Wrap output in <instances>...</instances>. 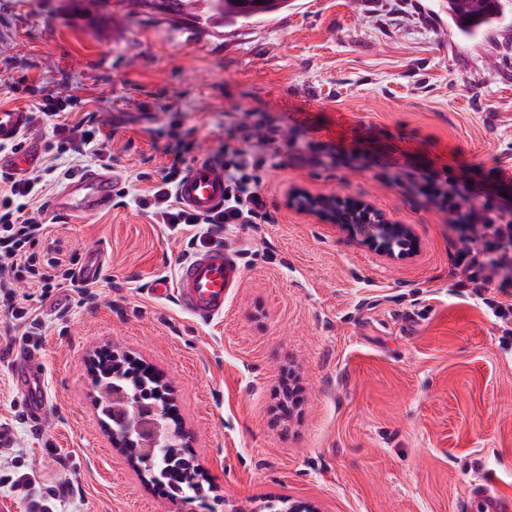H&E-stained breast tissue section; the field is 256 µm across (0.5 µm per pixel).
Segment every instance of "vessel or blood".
<instances>
[{
    "label": "vessel or blood",
    "instance_id": "b4317fda",
    "mask_svg": "<svg viewBox=\"0 0 512 512\" xmlns=\"http://www.w3.org/2000/svg\"><path fill=\"white\" fill-rule=\"evenodd\" d=\"M28 129V115L15 109H0V144L18 140ZM40 145L30 142L18 152L0 151V171L22 173L37 165ZM120 179L110 168L102 167L74 176L54 195L52 207L68 216L93 215L112 202V192ZM182 204L198 214H208L224 203V164L215 159L198 162L177 187ZM240 274L236 262L223 248L196 252L180 263L174 279L159 278L152 292L163 298L174 296L179 307L194 320L210 322L224 315L228 288L234 287ZM14 378L23 386L28 397V414L32 419H44L48 400L28 368L15 370ZM470 497L479 500L484 512H503L504 502L489 477L472 485Z\"/></svg>",
    "mask_w": 512,
    "mask_h": 512
}]
</instances>
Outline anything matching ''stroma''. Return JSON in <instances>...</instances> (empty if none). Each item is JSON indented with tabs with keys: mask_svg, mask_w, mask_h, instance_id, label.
I'll return each instance as SVG.
<instances>
[{
	"mask_svg": "<svg viewBox=\"0 0 512 512\" xmlns=\"http://www.w3.org/2000/svg\"><path fill=\"white\" fill-rule=\"evenodd\" d=\"M67 99L95 116L127 195L90 217L45 211L38 262L107 264L94 302L68 285H20L42 333L0 320V497L14 512H457L482 475L512 500V342L454 288L448 218L408 185L411 165L449 182L512 171V14L464 37L443 0H296L295 9L210 28L114 0L95 26L54 0H0V107ZM260 171L268 224H228L242 279L223 318L155 298L187 247L129 195L170 165L225 145ZM362 199L410 225L394 259L351 229L287 206L289 191ZM115 345L170 380L193 434L202 498L163 497L114 447L89 398L86 360ZM41 360L37 426L13 354Z\"/></svg>",
	"mask_w": 512,
	"mask_h": 512,
	"instance_id": "stroma-1",
	"label": "stroma"
}]
</instances>
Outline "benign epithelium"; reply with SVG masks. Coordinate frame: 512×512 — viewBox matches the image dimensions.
I'll list each match as a JSON object with an SVG mask.
<instances>
[{
	"instance_id": "7a95c632",
	"label": "benign epithelium",
	"mask_w": 512,
	"mask_h": 512,
	"mask_svg": "<svg viewBox=\"0 0 512 512\" xmlns=\"http://www.w3.org/2000/svg\"><path fill=\"white\" fill-rule=\"evenodd\" d=\"M288 204L327 224L355 226L363 245L388 257L394 256L391 248L394 243L413 245L410 225L394 222L364 200L341 201L329 196L294 192L289 195ZM127 361V354L117 350L107 358L93 357V398L108 419L107 430L113 444L126 449L135 465L153 468L156 449L185 448L189 433L180 426L172 427L169 399H143L135 384L122 385L112 381L122 374Z\"/></svg>"
}]
</instances>
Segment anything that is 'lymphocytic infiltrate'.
<instances>
[{"mask_svg": "<svg viewBox=\"0 0 512 512\" xmlns=\"http://www.w3.org/2000/svg\"><path fill=\"white\" fill-rule=\"evenodd\" d=\"M52 135L56 152L41 167L20 179L0 174V307L13 328L27 336L39 335L42 322L34 309L19 300L17 282L31 283L47 294L77 281L74 268L59 261L41 268L30 251L46 231L43 214L49 186L80 171L76 164L61 167L58 157L68 152L104 154L103 135L90 118L54 123ZM265 164V159L252 157L244 148L225 146L224 205L207 215L190 212L180 203L176 194L178 169L174 166L138 198L137 204L150 211L156 223L186 236L189 244L212 245L220 241L225 225L270 222L258 176ZM409 181L418 194L447 215L449 226L458 233L461 246L455 254L456 287L483 295V303L500 321L503 335H511L512 299L489 297L485 290L498 278L512 282V204L505 202L499 186L492 184L476 193L447 189L437 171L415 170Z\"/></svg>", "mask_w": 512, "mask_h": 512, "instance_id": "1", "label": "lymphocytic infiltrate"}]
</instances>
